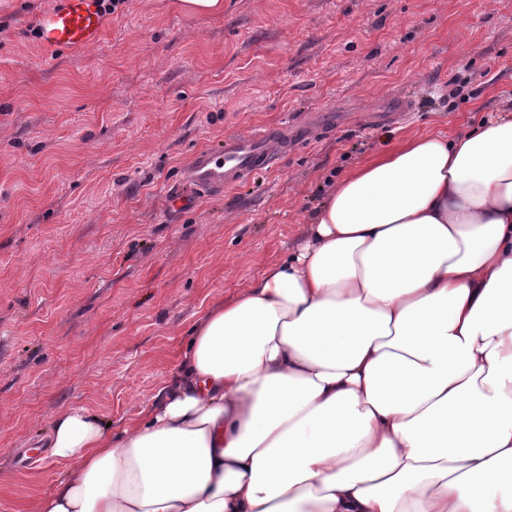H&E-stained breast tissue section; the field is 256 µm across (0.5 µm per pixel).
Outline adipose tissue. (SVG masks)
Wrapping results in <instances>:
<instances>
[{"mask_svg":"<svg viewBox=\"0 0 512 512\" xmlns=\"http://www.w3.org/2000/svg\"><path fill=\"white\" fill-rule=\"evenodd\" d=\"M36 512H512V107L386 145Z\"/></svg>","mask_w":512,"mask_h":512,"instance_id":"ef3b65f1","label":"adipose tissue"}]
</instances>
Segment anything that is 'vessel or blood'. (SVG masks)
I'll return each instance as SVG.
<instances>
[{"mask_svg":"<svg viewBox=\"0 0 512 512\" xmlns=\"http://www.w3.org/2000/svg\"><path fill=\"white\" fill-rule=\"evenodd\" d=\"M104 19L97 0H54L39 22V42L58 49L86 48L99 43ZM282 128H265L228 136L216 150L198 152L185 172L189 189L216 191L250 179L280 155Z\"/></svg>","mask_w":512,"mask_h":512,"instance_id":"vessel-or-blood-1","label":"vessel or blood"}]
</instances>
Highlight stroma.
Returning <instances> with one entry per match:
<instances>
[{
  "label": "stroma",
  "mask_w": 512,
  "mask_h": 512,
  "mask_svg": "<svg viewBox=\"0 0 512 512\" xmlns=\"http://www.w3.org/2000/svg\"><path fill=\"white\" fill-rule=\"evenodd\" d=\"M52 4L0 0V512L52 491L60 412L117 434L152 404L189 327L299 250L380 135L512 106V0H126L97 45L47 50ZM285 123L313 131L172 206L197 151Z\"/></svg>",
  "instance_id": "35a3bbf8"
}]
</instances>
